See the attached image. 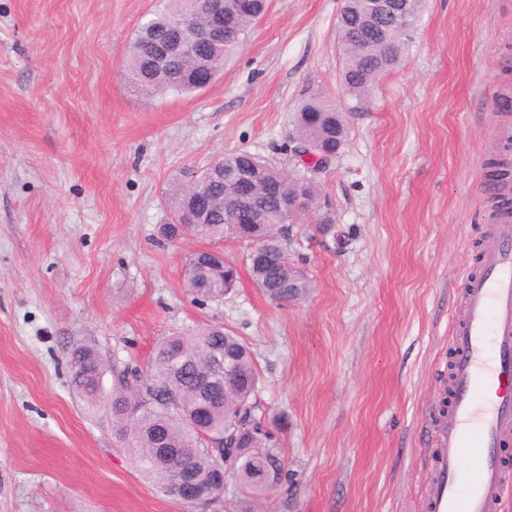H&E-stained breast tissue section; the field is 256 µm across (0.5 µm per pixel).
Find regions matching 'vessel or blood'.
I'll return each mask as SVG.
<instances>
[{
    "instance_id": "obj_1",
    "label": "vessel or blood",
    "mask_w": 512,
    "mask_h": 512,
    "mask_svg": "<svg viewBox=\"0 0 512 512\" xmlns=\"http://www.w3.org/2000/svg\"><path fill=\"white\" fill-rule=\"evenodd\" d=\"M452 343L454 406L435 430L438 460L427 510L499 512L512 495V475L496 453L512 432V217L489 228Z\"/></svg>"
}]
</instances>
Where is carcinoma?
<instances>
[{
	"mask_svg": "<svg viewBox=\"0 0 512 512\" xmlns=\"http://www.w3.org/2000/svg\"><path fill=\"white\" fill-rule=\"evenodd\" d=\"M223 3L224 30L217 45L202 42L171 66L161 68L153 62L156 44L178 35L188 23L208 27L209 17L198 0H159L157 10L140 26L144 36H136L127 48L130 78L143 93L198 90L211 73L213 58H219L222 65L231 59L250 26L264 13L267 0ZM372 4L373 0H344L337 18L341 79L356 109L371 103L380 77L400 63L405 40L416 28L427 0H408L406 25L380 20ZM294 131L299 156L288 171L258 154L236 150L224 154L195 179L176 182L166 192L164 203L173 223L161 225V235L175 240L185 230L211 243L210 248L186 258L185 287L197 299L219 301L234 287L237 267L219 247L229 237L246 244L244 262L251 280L269 299L288 304L307 294L310 282L301 268L292 265L276 275L274 259L261 263L253 253L258 248L274 255L287 247L280 225L292 223L296 215L281 210L282 191L316 201L310 175L324 167L336 144L346 142L348 128L343 113L315 97L296 112ZM309 151L315 155L311 164L301 160ZM244 165L257 170V180L252 193L241 196L233 184L224 181V173ZM194 205L206 208L202 224L186 223ZM245 206L259 211V223H236L237 212ZM224 354L231 356V378L226 380L217 372L205 390H200L197 373L215 365L217 356ZM69 369L70 383L86 406L111 414L117 434L130 439L140 470L164 492L176 480L177 465L158 453L161 437L166 447L184 451V461L200 476L206 502L224 492L221 478L228 472L242 488L240 512H251L252 503L274 488L261 480L281 458L257 416L256 364L249 347L231 330L205 324L162 337L145 382L138 368L127 366L116 374L112 389H106L105 365L88 343L70 347Z\"/></svg>",
	"mask_w": 512,
	"mask_h": 512,
	"instance_id": "carcinoma-1",
	"label": "carcinoma"
}]
</instances>
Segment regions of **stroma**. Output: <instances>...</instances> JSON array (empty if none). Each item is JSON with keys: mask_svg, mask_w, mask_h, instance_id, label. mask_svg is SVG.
I'll list each match as a JSON object with an SVG mask.
<instances>
[{"mask_svg": "<svg viewBox=\"0 0 512 512\" xmlns=\"http://www.w3.org/2000/svg\"><path fill=\"white\" fill-rule=\"evenodd\" d=\"M157 0H0V512H234L241 490L164 494L69 382V347L109 373L163 336L222 325L251 349L285 472L254 512H426L450 401L452 316L491 216L483 164L512 163V0H429L372 106L340 83L342 0H269L205 89L148 96L126 49ZM321 95L348 138L319 176L335 221L283 233L311 282L279 305L224 240L239 282L195 302L158 233L169 185L245 149L294 163L297 106Z\"/></svg>", "mask_w": 512, "mask_h": 512, "instance_id": "obj_1", "label": "stroma"}]
</instances>
